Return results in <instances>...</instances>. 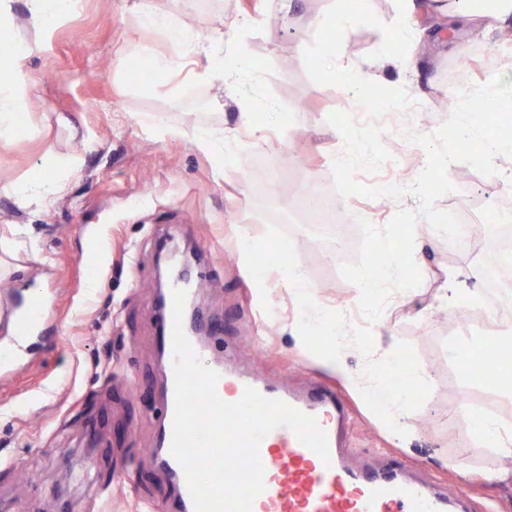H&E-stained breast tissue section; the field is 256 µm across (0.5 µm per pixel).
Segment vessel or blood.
Returning <instances> with one entry per match:
<instances>
[{"label":"vessel or blood","mask_w":512,"mask_h":512,"mask_svg":"<svg viewBox=\"0 0 512 512\" xmlns=\"http://www.w3.org/2000/svg\"><path fill=\"white\" fill-rule=\"evenodd\" d=\"M39 294L11 293L0 298V319L14 328L18 342L36 340L39 330ZM157 343L163 353L173 351V312L164 305L156 326ZM232 350H225L223 362L214 366L219 375L218 396L243 394L246 387L263 396L279 399L297 410L314 416L327 434L328 459H321L302 444L295 433L279 427L260 442L258 453L263 464L264 490L252 512H458L465 493H439L410 478L400 463L383 469L353 466L340 448V433L348 422L347 407L336 390L318 385L302 396L274 386L253 373H242L229 366ZM174 390L165 395L164 418L160 424V461L174 475L176 498L167 512H196L184 471L171 452Z\"/></svg>","instance_id":"1"}]
</instances>
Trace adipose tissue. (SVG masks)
I'll use <instances>...</instances> for the list:
<instances>
[{
    "label": "adipose tissue",
    "mask_w": 512,
    "mask_h": 512,
    "mask_svg": "<svg viewBox=\"0 0 512 512\" xmlns=\"http://www.w3.org/2000/svg\"><path fill=\"white\" fill-rule=\"evenodd\" d=\"M356 12H344L338 15L313 19L309 25L312 34L317 37L316 51L324 72L331 77L352 76L361 81L370 80L371 74L363 66L352 62L340 46L325 33L336 25L350 27L360 22ZM144 26L163 31L169 38L171 51L167 54L156 53L152 48H143L142 54L150 73L158 74L171 71L177 60H185L201 69L204 74L221 79L228 88L251 79L252 74L246 68L225 69L219 57L224 51V34L216 32L208 42L192 39L176 20L167 14L155 11L144 13ZM24 51L11 54L8 59H0V135L17 134L21 127L24 89L20 83ZM48 164L55 174L44 177L32 174L21 184L17 193L24 206H47L60 195L66 186V174L71 168L68 159L48 156Z\"/></svg>",
    "instance_id": "ef3b65f1"
}]
</instances>
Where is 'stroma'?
I'll return each mask as SVG.
<instances>
[{
	"label": "stroma",
	"instance_id": "35a3bbf8",
	"mask_svg": "<svg viewBox=\"0 0 512 512\" xmlns=\"http://www.w3.org/2000/svg\"><path fill=\"white\" fill-rule=\"evenodd\" d=\"M340 2L294 0L285 11L278 0H85L81 12L37 33L26 27L27 0H6L0 24L19 30L28 44L22 78L29 131L0 137V294L32 282L44 289L45 341L0 378V512H163L172 496L154 454L167 374L156 342L159 229L213 267L215 280L199 286L197 301L238 346V368L293 392L319 382L336 387L351 409L343 445L352 464L382 468L397 459L439 491L466 487L469 512H512V482L493 479L512 468V457L488 447L462 413L479 407L512 424V397L459 375L448 357L449 344H493L512 330L472 316L498 308L477 258L491 252L493 211L500 196L512 197V167L486 177L462 162L449 165L454 190L437 208L490 235L473 240L466 254L419 221L422 283L393 294L372 326L374 358L388 356L394 340L408 341L431 386L406 441L394 439L360 392L326 371L291 331L301 313L282 274L266 276L264 307L242 269L241 231L257 239L273 222L297 247L298 264L324 306L345 311L358 300L339 266L302 251L308 231L293 213L303 186H334L332 164L344 141L330 113H356L352 92L312 82L302 56L312 41L308 20L337 12ZM145 3L174 14L194 36L238 23L234 39L246 46L258 81L228 90L188 66L140 73L138 46L170 49L166 34L141 26ZM422 3L405 20L408 45L394 28L397 0H364V20L335 32L350 59L371 62L376 82L405 87L414 103L381 124L393 159L377 174H397L403 186L427 161L403 133L440 125L445 115L437 107L453 74L478 86L512 68V17L492 26L478 0L467 15L456 12L454 0ZM250 99L277 105L258 149L247 144L250 130L240 123V104ZM153 118L224 131L232 160L217 162L189 138L148 128ZM49 151L75 164L66 189L49 207L22 206L14 190ZM271 174L278 182L272 199L260 190ZM341 205L348 222L362 217L381 229L417 202L409 195L382 203L351 196ZM451 270L458 274L456 299L445 305L440 295Z\"/></svg>",
	"mask_w": 512,
	"mask_h": 512
}]
</instances>
